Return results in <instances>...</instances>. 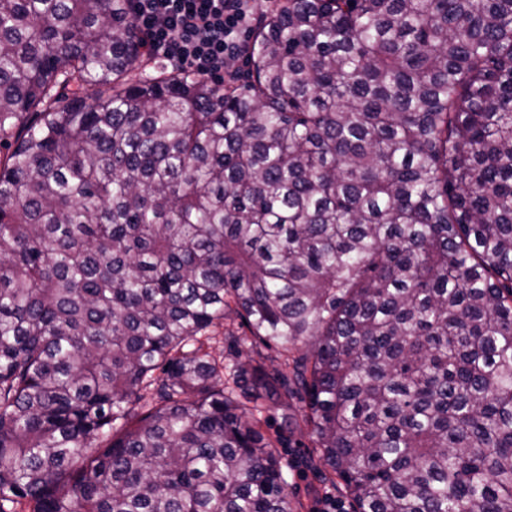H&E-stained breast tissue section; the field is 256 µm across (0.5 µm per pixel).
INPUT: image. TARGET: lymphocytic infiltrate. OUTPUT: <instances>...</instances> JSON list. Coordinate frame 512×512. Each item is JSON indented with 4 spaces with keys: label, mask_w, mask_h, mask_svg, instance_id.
<instances>
[{
    "label": "lymphocytic infiltrate",
    "mask_w": 512,
    "mask_h": 512,
    "mask_svg": "<svg viewBox=\"0 0 512 512\" xmlns=\"http://www.w3.org/2000/svg\"><path fill=\"white\" fill-rule=\"evenodd\" d=\"M264 2L128 0V8L150 55L208 78L247 52L240 31Z\"/></svg>",
    "instance_id": "obj_1"
}]
</instances>
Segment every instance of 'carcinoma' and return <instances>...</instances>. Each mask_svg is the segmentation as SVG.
<instances>
[{"mask_svg":"<svg viewBox=\"0 0 512 512\" xmlns=\"http://www.w3.org/2000/svg\"><path fill=\"white\" fill-rule=\"evenodd\" d=\"M247 63L0 0V512H295V430L355 512H512V0H283ZM235 332L236 341L231 344L228 340H224V324L214 328L216 331V352L224 351L226 361L235 360L237 358L245 360L250 357L258 358L257 354L275 358L279 356L278 349L274 345L266 346L260 339L252 336L250 330L239 319H236L231 326ZM239 356V357H238Z\"/></svg>","mask_w":512,"mask_h":512,"instance_id":"1","label":"carcinoma"}]
</instances>
